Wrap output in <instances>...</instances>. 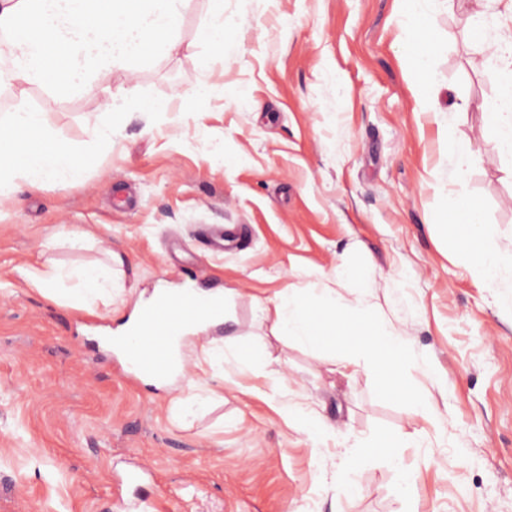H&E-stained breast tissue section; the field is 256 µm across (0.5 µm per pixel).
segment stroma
Listing matches in <instances>:
<instances>
[{"mask_svg": "<svg viewBox=\"0 0 512 512\" xmlns=\"http://www.w3.org/2000/svg\"><path fill=\"white\" fill-rule=\"evenodd\" d=\"M208 9L195 0L185 14L184 51L102 74L98 92L0 94V113L41 108L75 146L102 118L103 89L157 106L115 115L111 150L81 182L0 197V480L16 512H124L113 467L125 459L155 475L141 512H512V313L474 280L445 214L447 197L468 195L512 262V179L482 109L501 74L483 61L467 5L437 9L420 33L437 46L438 95L455 103L439 121L414 92L397 0H224L237 48L204 72L193 54L207 49ZM203 82L210 95L194 99ZM457 140L475 158L454 180ZM200 224H242L249 238L215 256ZM80 229L93 239L70 249ZM174 239L179 269L235 293L228 361L190 365L223 401L180 421L173 393L97 362L86 330L118 326L112 306L79 311L26 279L49 259L120 249L129 280L150 288ZM341 264L359 277L335 282ZM313 283L336 285L344 304L368 298L401 330L386 354L414 396L383 392L368 366L329 371L327 345L265 358L258 302ZM412 433L422 446H400ZM380 435L397 441L392 454L366 449Z\"/></svg>", "mask_w": 512, "mask_h": 512, "instance_id": "stroma-1", "label": "stroma"}]
</instances>
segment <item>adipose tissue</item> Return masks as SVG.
Segmentation results:
<instances>
[{
    "mask_svg": "<svg viewBox=\"0 0 512 512\" xmlns=\"http://www.w3.org/2000/svg\"><path fill=\"white\" fill-rule=\"evenodd\" d=\"M404 23L402 38L412 51L411 63L423 92L427 111L439 112L437 96L428 94L433 81L432 46L416 42L414 35L440 0H401ZM192 0H0V86H35L55 98L66 99L94 89L98 75L116 68H129L171 56L182 49L177 34ZM492 60L503 75L497 94L486 100L490 139L497 152L508 160L512 177V42L490 35L493 23L485 12L470 17ZM209 51L197 54L198 68L210 70L215 60L233 52L235 43L224 19L223 6H214L204 19ZM108 109L91 138L80 146L69 145L48 123L45 112L18 106L0 113V196L19 191L35 193L49 185L81 181L99 154L112 145L117 111H149L150 103L128 99L123 91L109 92ZM458 227L457 245L470 259L475 280L499 289L501 307L512 310V265H505L479 213L466 195L449 201ZM29 283L50 300L62 299L70 306L92 310L100 300L121 305L143 306L148 298L128 283L125 257L113 250L104 260L70 268L49 262L28 270ZM339 294L332 288H302L267 301L260 307L270 332L282 343L293 341L310 347L334 343L340 317H347L358 330L364 348L360 356L342 355L345 366L360 361L373 364L383 391L407 395L396 367L380 355L396 343L398 330L380 318L366 300L340 308Z\"/></svg>",
    "mask_w": 512,
    "mask_h": 512,
    "instance_id": "ef3b65f1",
    "label": "adipose tissue"
}]
</instances>
